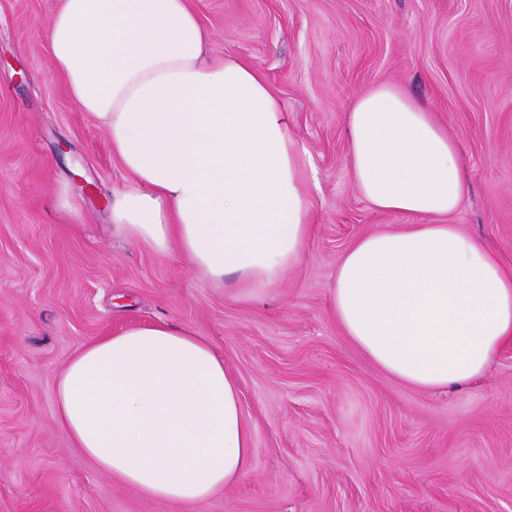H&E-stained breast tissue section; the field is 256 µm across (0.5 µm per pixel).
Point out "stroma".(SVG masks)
I'll list each match as a JSON object with an SVG mask.
<instances>
[{
    "instance_id": "stroma-1",
    "label": "stroma",
    "mask_w": 512,
    "mask_h": 512,
    "mask_svg": "<svg viewBox=\"0 0 512 512\" xmlns=\"http://www.w3.org/2000/svg\"><path fill=\"white\" fill-rule=\"evenodd\" d=\"M56 5L0 0V512H512V343L479 382L423 390L371 362L331 305L342 253L409 222L373 211L350 171L346 115L381 83L460 145L449 221L512 268V0H192L210 55L266 74L309 158L304 260L253 293L112 229L104 200L127 174L49 70ZM158 322L223 354L252 429L246 474L193 504L100 470L55 419L77 351Z\"/></svg>"
}]
</instances>
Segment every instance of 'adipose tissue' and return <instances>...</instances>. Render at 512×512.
<instances>
[{
	"instance_id": "adipose-tissue-1",
	"label": "adipose tissue",
	"mask_w": 512,
	"mask_h": 512,
	"mask_svg": "<svg viewBox=\"0 0 512 512\" xmlns=\"http://www.w3.org/2000/svg\"><path fill=\"white\" fill-rule=\"evenodd\" d=\"M47 41L52 72L129 176L112 202L125 239L250 291L302 261L306 154L264 73L207 55L190 0H58ZM346 126L361 197L414 222L345 250L336 322L405 383L471 384L512 341V269L444 221L467 191L461 149L396 84L361 95ZM55 415L88 459L153 499H205L254 456L223 355L172 324L128 327L79 350L57 380Z\"/></svg>"
}]
</instances>
